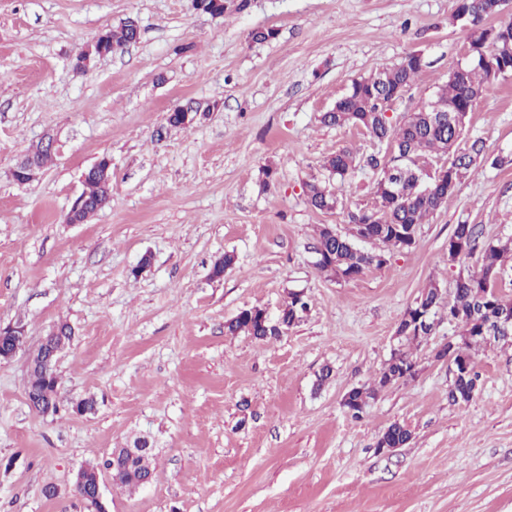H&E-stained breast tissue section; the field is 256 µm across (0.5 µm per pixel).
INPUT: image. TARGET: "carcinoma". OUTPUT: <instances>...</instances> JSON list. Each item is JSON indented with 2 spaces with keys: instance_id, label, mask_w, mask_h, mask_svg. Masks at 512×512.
<instances>
[{
  "instance_id": "carcinoma-1",
  "label": "carcinoma",
  "mask_w": 512,
  "mask_h": 512,
  "mask_svg": "<svg viewBox=\"0 0 512 512\" xmlns=\"http://www.w3.org/2000/svg\"><path fill=\"white\" fill-rule=\"evenodd\" d=\"M203 12L223 15L233 9L242 12L249 7L250 0H204ZM139 26L132 20H124L118 25L102 31L104 46L94 55L100 59L107 57L131 44L138 34ZM471 46L481 56L492 58L496 65L504 64L512 72V32L497 27L496 34L486 38L484 33H468ZM422 71V63L414 56L406 57L394 66H382L369 76L354 81L347 93L336 104L321 115V122L327 126H355L360 124L366 133L376 142L396 145L397 155L374 153L367 156L365 164L376 171L378 178L375 186L376 199L379 202L373 210H361L351 216L350 223L363 227L367 234L376 238L380 245L377 251H365L357 246L353 236L332 235L326 227L318 230L314 252L323 256L316 261L319 270L339 275L347 271L363 273L365 270L381 268L384 262L378 255L392 247L407 249L404 240L397 233L399 228L419 227L426 219L434 215L448 197L457 190L461 179L478 163L492 166H504L509 163L506 157H490L486 153L485 142L475 137L459 147L466 124H454L448 120V107L457 106L473 109L477 97L484 92L486 83L493 78L491 71L482 65H470L464 73L448 78L438 87L434 99L420 105L407 119L392 122L380 112L379 99L396 88H409ZM457 155V170L454 176L446 175L432 179V191L426 193L418 184L416 174L425 170L429 160L442 158L445 154ZM329 178L346 180L357 167L356 156L349 149H343L328 157L323 164ZM403 169L407 172L401 184L402 195L391 193V174ZM112 182L108 181L101 169L89 168L84 180L85 205L77 220L84 224L95 213L103 209L110 200ZM305 195L310 207L319 211L336 208L338 198L328 184L314 181L306 184ZM481 230L477 224L461 223L455 225L448 249V265L459 268L453 302L448 306L451 319L464 324L463 338L454 343L455 358L475 367L471 350L481 345L478 338L497 336L499 332L489 328L498 315V309L491 307L480 294L483 280L493 272L500 274L504 263L512 261V240L479 244ZM480 251V273L470 272L468 260ZM422 306L429 308L431 325L439 323L438 308L442 304L439 287L429 285L419 297ZM306 302L299 294H291L290 300L280 310L288 322L300 321ZM224 333L235 335L245 333L256 340L264 341L277 336V332L265 322L254 308L239 311L224 323ZM414 365L409 353L397 350L386 363L372 387H358L353 393L352 402L345 408L355 418L363 410L359 404L366 403L375 396L377 389L389 384V378L403 369ZM58 387L56 370H45L41 366L31 369L27 381V399L42 411L55 413L59 409L58 395L45 400L40 396L44 386ZM411 438V432L398 423L391 424L383 433L382 439L401 448ZM153 474L152 454L148 453L132 461L119 464L113 471L112 483L135 491L146 484Z\"/></svg>"
}]
</instances>
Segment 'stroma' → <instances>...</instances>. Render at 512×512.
I'll use <instances>...</instances> for the list:
<instances>
[{
    "mask_svg": "<svg viewBox=\"0 0 512 512\" xmlns=\"http://www.w3.org/2000/svg\"><path fill=\"white\" fill-rule=\"evenodd\" d=\"M455 8L250 0L212 16L192 0H0V325L22 324L32 349L57 323L75 332L57 363V414L30 407L25 356L0 363V512H88L74 488L88 464L102 469L109 512H512V345L475 348L476 390L454 401L453 367L435 353L463 324L441 321L411 346L412 379L381 389L361 418L341 404L374 384L425 288L453 299L456 224L479 225L485 242L512 238V164L470 170L416 248L349 281L316 268L313 244L321 225L346 229L374 203V171L337 184L335 210L305 197L324 159L374 150L362 129L320 121L354 80L422 54L398 121L465 64ZM128 17L136 43L73 70L85 44ZM266 27L277 38L254 42ZM192 102L210 115L168 127ZM467 134L512 156V76L487 84ZM49 135L52 162L17 185L11 169ZM104 156L109 203L65 223L83 171ZM266 167L276 178L264 188ZM227 254L233 265L211 279ZM295 291L307 311L288 334H225L240 310L278 315ZM90 396L94 413L71 411ZM395 422L409 444L379 452ZM138 437L152 442L154 473L131 492L102 465Z\"/></svg>",
    "mask_w": 512,
    "mask_h": 512,
    "instance_id": "obj_1",
    "label": "stroma"
}]
</instances>
